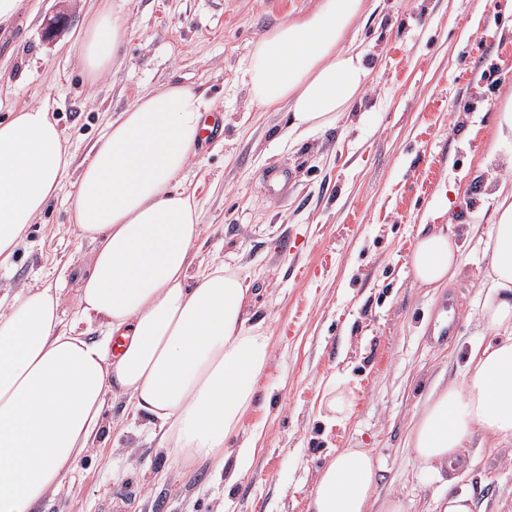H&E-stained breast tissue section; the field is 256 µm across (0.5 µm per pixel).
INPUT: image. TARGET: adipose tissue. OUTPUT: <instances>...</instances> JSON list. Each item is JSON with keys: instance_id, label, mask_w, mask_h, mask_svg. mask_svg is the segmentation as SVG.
<instances>
[{"instance_id": "obj_1", "label": "adipose tissue", "mask_w": 512, "mask_h": 512, "mask_svg": "<svg viewBox=\"0 0 512 512\" xmlns=\"http://www.w3.org/2000/svg\"><path fill=\"white\" fill-rule=\"evenodd\" d=\"M127 3L101 0L74 44L90 78L118 56ZM371 10V0H320L260 36L245 69L252 103L286 106L291 136L335 126L371 72L365 51L345 41ZM51 110L44 99L0 120V267L49 201L73 187V224L97 244L78 315L106 337L63 326L49 288L24 291L0 316V512H34L78 471L111 393L152 422L161 445L223 466L270 355L265 331L249 322L245 277L221 264L190 271L200 210L178 184L205 128L203 95L183 84L145 92L77 174ZM492 196L482 321L493 340L470 348L464 382L431 396L410 433L416 462L437 473L474 433L512 441V185ZM460 263L461 247L443 228L421 226L411 255L421 285L445 287ZM116 335L126 339L117 354ZM377 471L368 449H343L320 470L311 512H370Z\"/></svg>"}]
</instances>
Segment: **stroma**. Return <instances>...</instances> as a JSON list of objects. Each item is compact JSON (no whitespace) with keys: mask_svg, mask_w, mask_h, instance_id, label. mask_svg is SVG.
<instances>
[{"mask_svg":"<svg viewBox=\"0 0 512 512\" xmlns=\"http://www.w3.org/2000/svg\"><path fill=\"white\" fill-rule=\"evenodd\" d=\"M130 0L119 61L92 81L72 49L91 0H25L0 26V118L50 95L52 117L82 163L107 125L141 94L171 82L204 91L224 136L198 146L181 186L201 212L192 271L221 262L253 293L252 322L270 336L240 435L226 465L159 447L122 397H108L103 429L74 478L38 512H308L318 470L342 448H367L378 492L409 512L469 493L482 512H512V446L474 434L454 486L419 469L412 420L436 384L462 380L464 352L489 341L479 321L487 237L470 214L491 212V188L512 180V145L494 141V115L512 96V11L507 0H379L351 31L375 66L361 104L336 126L285 140L284 112L252 104L245 65L254 42L317 0ZM294 174L288 195L261 194L263 174ZM459 205L442 209L445 197ZM64 189L29 225L0 270V315L28 288L61 291L64 324L77 323L80 279L94 245L70 222ZM422 224L447 225L461 246L453 284L422 287L409 260ZM450 342L433 336L447 304ZM344 380L351 416L324 419L323 391ZM252 456L236 469L238 448Z\"/></svg>","mask_w":512,"mask_h":512,"instance_id":"1","label":"stroma"}]
</instances>
